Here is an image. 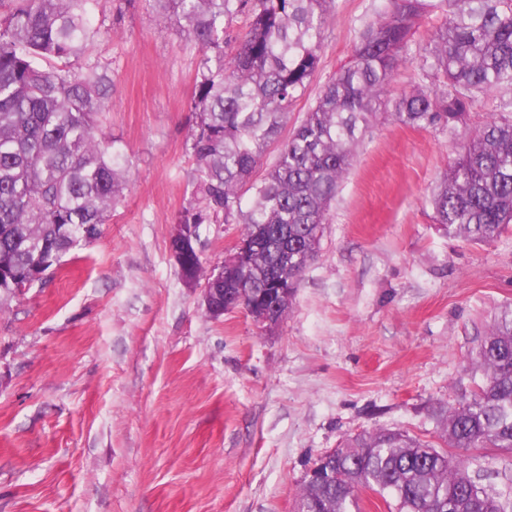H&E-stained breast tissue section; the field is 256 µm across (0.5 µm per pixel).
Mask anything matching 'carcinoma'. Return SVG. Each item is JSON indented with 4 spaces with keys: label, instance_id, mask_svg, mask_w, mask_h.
Here are the masks:
<instances>
[{
    "label": "carcinoma",
    "instance_id": "obj_1",
    "mask_svg": "<svg viewBox=\"0 0 512 512\" xmlns=\"http://www.w3.org/2000/svg\"><path fill=\"white\" fill-rule=\"evenodd\" d=\"M144 2L196 54L186 102L194 202L177 220L180 269L196 283L230 288L245 307L263 304L265 288L293 297L358 134L387 111L456 136L498 95L497 117L458 143L430 204L448 235L467 242L492 244L512 225V0H386L285 137L288 113L319 72L336 0ZM97 3L0 0V312L96 241L128 189L131 158L101 128L112 107L108 66L69 65L105 35ZM431 13L443 21L413 52L415 26ZM405 64L417 78L390 105L383 88ZM270 150L274 161L255 177ZM211 219L244 225L252 243L230 269L203 265L199 230ZM465 370L482 380L436 413L444 446L399 429L359 433L318 459L323 477L302 488L298 512H356L362 490L393 499L396 512H512V473L461 454L512 455V308L478 338ZM492 475L499 483L485 484Z\"/></svg>",
    "mask_w": 512,
    "mask_h": 512
}]
</instances>
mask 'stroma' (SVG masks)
Here are the masks:
<instances>
[{
    "label": "stroma",
    "mask_w": 512,
    "mask_h": 512,
    "mask_svg": "<svg viewBox=\"0 0 512 512\" xmlns=\"http://www.w3.org/2000/svg\"><path fill=\"white\" fill-rule=\"evenodd\" d=\"M337 3L322 81L383 0ZM96 19L130 186L94 244L0 314V512H297L346 439L438 441L433 407L470 390L462 366L512 306V231L474 245L434 221L448 134L369 128L278 330L240 308L214 319L170 250L192 197L195 56L144 0H99ZM242 231L202 225L206 264Z\"/></svg>",
    "instance_id": "stroma-1"
}]
</instances>
